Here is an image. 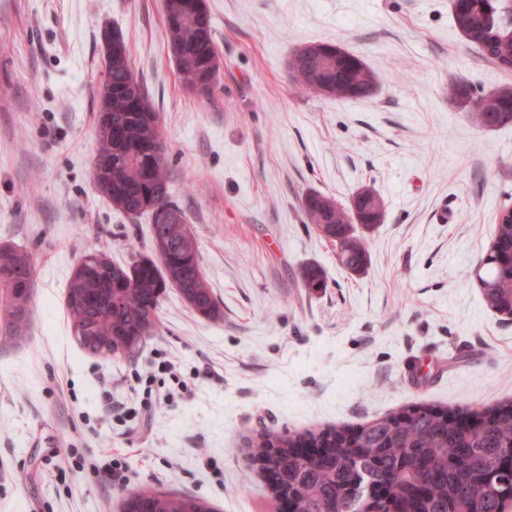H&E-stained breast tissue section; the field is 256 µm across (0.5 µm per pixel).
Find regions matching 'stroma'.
Instances as JSON below:
<instances>
[{
    "label": "stroma",
    "mask_w": 512,
    "mask_h": 512,
    "mask_svg": "<svg viewBox=\"0 0 512 512\" xmlns=\"http://www.w3.org/2000/svg\"><path fill=\"white\" fill-rule=\"evenodd\" d=\"M206 3L220 66L201 99L179 81L162 0H0V243L27 249L37 273L27 341L0 324V512H120L146 484L217 512H272L250 434L512 400V317L484 305L473 275L512 207V125L479 128L449 95L458 80L485 95L512 74L452 27L450 0ZM106 23L160 116L222 312L200 318L169 293L160 337L120 359L86 353L65 306L80 254L152 253L148 220L113 210L90 180ZM313 42L362 58L376 95L291 91L289 55ZM364 188L385 210L354 273L302 201L345 207ZM309 264L326 288H303ZM164 360L188 388L145 407V386L169 380ZM110 451L128 482L91 468Z\"/></svg>",
    "instance_id": "obj_1"
}]
</instances>
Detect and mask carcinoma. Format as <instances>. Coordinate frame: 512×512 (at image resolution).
Segmentation results:
<instances>
[{
	"label": "carcinoma",
	"instance_id": "obj_1",
	"mask_svg": "<svg viewBox=\"0 0 512 512\" xmlns=\"http://www.w3.org/2000/svg\"><path fill=\"white\" fill-rule=\"evenodd\" d=\"M489 0H452L454 27L477 47L483 60L501 66L503 55L512 58V38L503 31L512 26L487 12ZM180 17L176 27H165L168 45L180 80L189 92L209 95L219 71V55L211 16L195 10L188 0H163V18ZM301 73L290 79L297 93L318 95L322 85L341 100L344 87L355 85V99L369 97L375 74L356 55H336L304 45L291 53ZM451 94L473 112L476 125L493 128L512 124V86L474 97L471 85L461 80ZM97 152L91 178L112 208L135 219L151 218V257L119 264L103 251L88 252L75 262L68 279L66 308L74 336L97 340L95 355L112 358L135 354L142 344L124 345L139 336L159 335V306L167 290L176 291L203 319L215 321L221 311L202 269L198 243L184 211L172 199L167 169L168 145L158 113L152 108L142 81L130 66L123 34L114 30L112 66L105 68L97 109ZM309 223L328 239L346 238L339 260L357 270L369 262L366 240L349 212L321 193L309 194L303 203ZM495 245L512 251V223L499 224ZM304 287L313 290L326 283L325 272L315 266L301 272ZM483 302L505 314L512 311V266L498 264L489 251L479 275ZM31 254L12 245H0V313L11 337L25 338L30 306L36 288ZM509 405H475L455 414L481 419L475 434L465 433L445 418V409L418 406L393 411L359 425V447L338 441L348 427L318 432L267 431L249 441L254 462H265L277 482L298 492L296 512H334L336 503L349 498L354 483L372 487L374 512H391L400 500L416 507L410 490L422 484L428 497L420 512H501L512 498V472L499 471L500 460L512 451V419L502 416ZM325 442V451L313 459L298 448L306 441ZM124 512H215L204 497L155 486H143L122 501Z\"/></svg>",
	"mask_w": 512,
	"mask_h": 512
}]
</instances>
